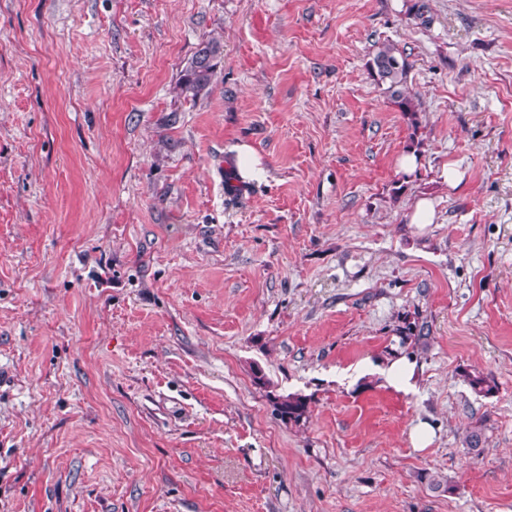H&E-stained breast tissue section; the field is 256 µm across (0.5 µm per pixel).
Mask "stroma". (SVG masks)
<instances>
[{"mask_svg": "<svg viewBox=\"0 0 512 512\" xmlns=\"http://www.w3.org/2000/svg\"><path fill=\"white\" fill-rule=\"evenodd\" d=\"M414 2L0 0V512H512V0ZM222 53L223 48L217 41L200 43L181 76V93L195 99L207 91L215 80L217 64ZM369 74L384 90L399 112L411 119L412 126H417L418 99L416 93L408 86V74L411 65L394 44L383 43L377 47L366 63ZM259 164L260 161L253 149L243 145L235 157L232 171L240 177L262 176L264 171ZM273 401L277 413L285 421L299 424L308 418L309 402L306 396L288 393L274 396Z\"/></svg>", "mask_w": 512, "mask_h": 512, "instance_id": "stroma-1", "label": "stroma"}]
</instances>
